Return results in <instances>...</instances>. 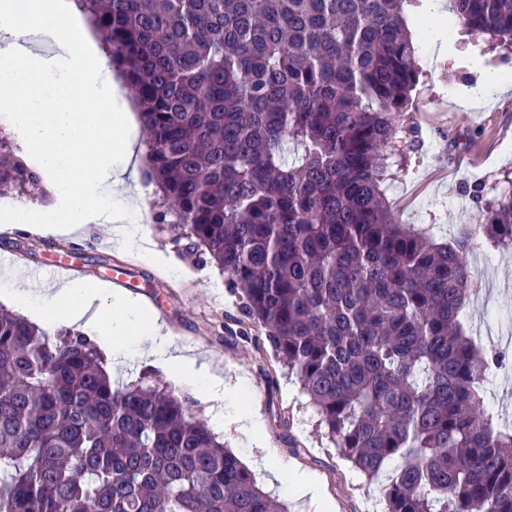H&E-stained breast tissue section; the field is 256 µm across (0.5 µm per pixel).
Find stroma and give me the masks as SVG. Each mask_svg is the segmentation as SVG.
<instances>
[{
    "label": "stroma",
    "mask_w": 512,
    "mask_h": 512,
    "mask_svg": "<svg viewBox=\"0 0 512 512\" xmlns=\"http://www.w3.org/2000/svg\"><path fill=\"white\" fill-rule=\"evenodd\" d=\"M473 42L456 26L421 43L422 75L400 121L408 147L387 192L397 221L432 225L439 239L479 220L463 185L491 188L512 176V84L498 88L492 82L494 73L512 72V51L489 43L479 49ZM142 199L130 217L132 236L119 241L101 224L63 237L0 222V258L20 274L62 262L70 267L69 279L106 284L136 300L163 324L166 347L191 350L226 380L248 378L246 408L262 423L257 436L236 421L234 406L218 407L186 385L173 388L175 395L195 400V415L205 423L223 413L219 439L243 462L264 448L273 463L315 479L332 512H382L383 479L366 478L338 454L297 379L244 317L242 300L225 275L187 255L166 225L156 223L153 186H144ZM472 266L475 292L463 327L482 345L507 346L512 252L482 246Z\"/></svg>",
    "instance_id": "stroma-1"
}]
</instances>
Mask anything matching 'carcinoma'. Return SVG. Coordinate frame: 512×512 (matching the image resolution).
I'll return each mask as SVG.
<instances>
[{
	"label": "carcinoma",
	"instance_id": "cac0c4a2",
	"mask_svg": "<svg viewBox=\"0 0 512 512\" xmlns=\"http://www.w3.org/2000/svg\"><path fill=\"white\" fill-rule=\"evenodd\" d=\"M141 109L159 224L203 251L296 375L325 434L386 475L385 512H512V427L486 404L505 361L461 327L479 241L512 250V179L465 193L439 243L386 192L419 81L411 0H78ZM512 44V0H448ZM0 134V188L41 183ZM144 377L0 308V512H288Z\"/></svg>",
	"mask_w": 512,
	"mask_h": 512
}]
</instances>
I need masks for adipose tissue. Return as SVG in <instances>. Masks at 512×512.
<instances>
[{
  "instance_id": "obj_1",
  "label": "adipose tissue",
  "mask_w": 512,
  "mask_h": 512,
  "mask_svg": "<svg viewBox=\"0 0 512 512\" xmlns=\"http://www.w3.org/2000/svg\"><path fill=\"white\" fill-rule=\"evenodd\" d=\"M120 87L105 65L104 45L88 33L76 0H0V113L53 194L1 219L39 232L65 234L78 224H108L120 238L139 200L133 164L137 120L112 111ZM0 299L46 327L95 332L101 347L121 355L155 342L153 317L135 312L103 285L78 281L49 292L29 288L14 271L0 272ZM169 376L217 401H238L245 380L225 382L182 350L169 352Z\"/></svg>"
}]
</instances>
